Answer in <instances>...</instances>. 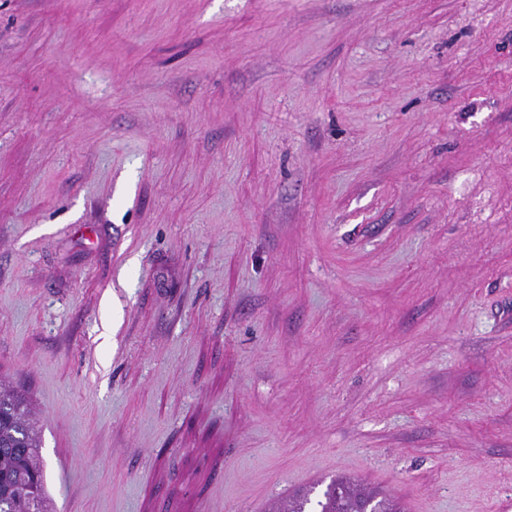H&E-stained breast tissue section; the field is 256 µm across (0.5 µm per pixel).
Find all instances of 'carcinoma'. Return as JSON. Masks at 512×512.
<instances>
[{
    "label": "carcinoma",
    "instance_id": "1",
    "mask_svg": "<svg viewBox=\"0 0 512 512\" xmlns=\"http://www.w3.org/2000/svg\"><path fill=\"white\" fill-rule=\"evenodd\" d=\"M39 420L28 394L0 383V512H51L39 456ZM320 512H403L399 503L334 480Z\"/></svg>",
    "mask_w": 512,
    "mask_h": 512
}]
</instances>
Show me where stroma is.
<instances>
[{
  "label": "stroma",
  "instance_id": "35a3bbf8",
  "mask_svg": "<svg viewBox=\"0 0 512 512\" xmlns=\"http://www.w3.org/2000/svg\"><path fill=\"white\" fill-rule=\"evenodd\" d=\"M0 376L55 512H512V0H0ZM381 493L366 492L348 480H334L319 501L320 512H403L399 503Z\"/></svg>",
  "mask_w": 512,
  "mask_h": 512
}]
</instances>
